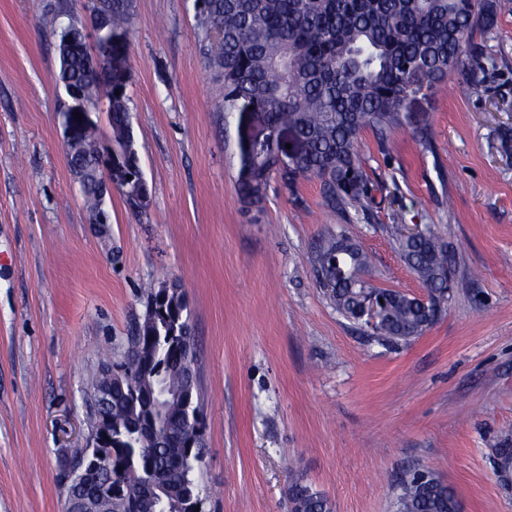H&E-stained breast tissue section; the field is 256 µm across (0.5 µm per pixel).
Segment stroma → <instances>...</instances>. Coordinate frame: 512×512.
Here are the masks:
<instances>
[{
    "mask_svg": "<svg viewBox=\"0 0 512 512\" xmlns=\"http://www.w3.org/2000/svg\"><path fill=\"white\" fill-rule=\"evenodd\" d=\"M93 0H0V512H62L63 469L91 442L90 383L123 355L148 286L185 293L204 405V512H290L302 478L334 512H395L425 468L462 512H512V0L475 27L470 64L425 90L388 151L360 155L368 210L325 207L318 179L236 191L237 120L200 51L194 0H133L127 87L149 209L120 191L90 223L62 138L59 34ZM484 81L486 95L469 90ZM430 123L431 150L416 140ZM393 224H430L456 258L437 321L378 343L340 315L310 262L343 231L378 287L424 295Z\"/></svg>",
    "mask_w": 512,
    "mask_h": 512,
    "instance_id": "obj_1",
    "label": "stroma"
}]
</instances>
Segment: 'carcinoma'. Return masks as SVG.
I'll return each mask as SVG.
<instances>
[{
  "mask_svg": "<svg viewBox=\"0 0 512 512\" xmlns=\"http://www.w3.org/2000/svg\"><path fill=\"white\" fill-rule=\"evenodd\" d=\"M490 0H195L202 30L201 50L224 84V114L238 123L286 125L295 129L303 150L294 165L278 167L279 145H251L239 140L237 192L247 206L266 198L270 180L291 186L301 178L322 183L324 205L366 209L374 187L358 152L363 130H372L382 151L394 132L409 119L405 103L423 88L445 80L463 62L469 34L478 23L492 25ZM132 0H95L100 19L98 41H112L119 67L112 78L89 69L84 53L71 48L80 29L60 32L59 52L69 55L71 78L95 102L112 100V160L139 174L140 159L127 154L132 129L128 97V40ZM219 37L220 47L211 39ZM248 103L263 112H242ZM97 130L84 136L81 175L89 218L101 203L102 172L97 170ZM142 211L150 195L137 182L121 189ZM428 235L415 239L404 226H392L396 247L434 299L384 291L375 311L367 297L378 290L363 278L371 258L343 234L321 237L312 254L317 276L331 277L329 299L346 319L361 323L379 342L407 341L422 335L438 318L437 307L448 301L455 257L426 225ZM183 293L160 298L147 290L145 327L128 337L119 360H106L92 382L94 410L103 414L104 448L109 467L98 470L102 485L121 484L123 494L101 500L88 489L64 490L66 512H162L163 501L184 512L183 500L204 497L197 480L200 448L188 447L191 420L200 406V381L192 333L186 329ZM291 512H334L332 501L302 479L290 487ZM395 512H460L455 492L422 470L398 481Z\"/></svg>",
  "mask_w": 512,
  "mask_h": 512,
  "instance_id": "cac0c4a2",
  "label": "carcinoma"
}]
</instances>
